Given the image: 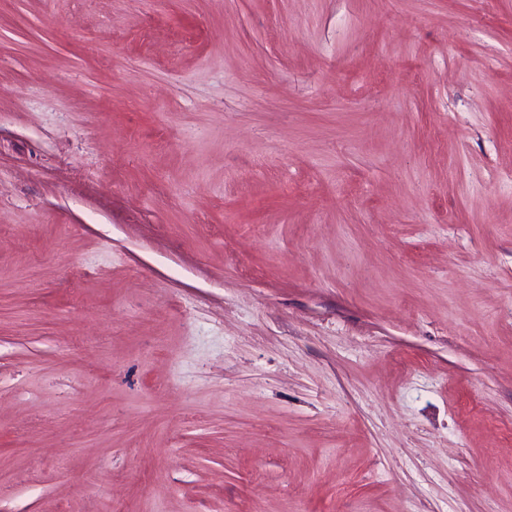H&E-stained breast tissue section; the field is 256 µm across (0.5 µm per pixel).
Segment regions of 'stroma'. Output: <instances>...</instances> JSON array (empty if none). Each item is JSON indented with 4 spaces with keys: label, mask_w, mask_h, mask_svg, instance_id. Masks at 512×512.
Wrapping results in <instances>:
<instances>
[{
    "label": "stroma",
    "mask_w": 512,
    "mask_h": 512,
    "mask_svg": "<svg viewBox=\"0 0 512 512\" xmlns=\"http://www.w3.org/2000/svg\"><path fill=\"white\" fill-rule=\"evenodd\" d=\"M512 512V0H0V512Z\"/></svg>",
    "instance_id": "35a3bbf8"
}]
</instances>
